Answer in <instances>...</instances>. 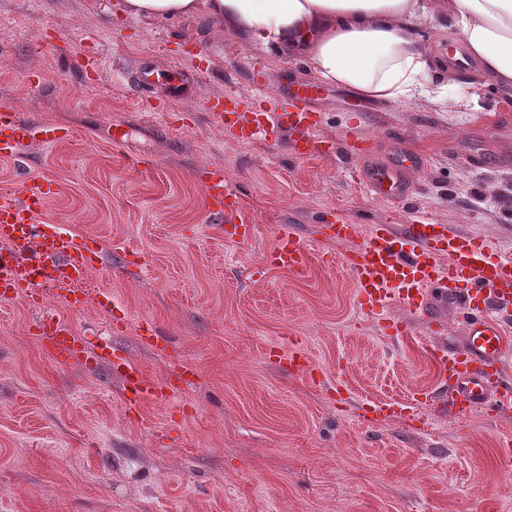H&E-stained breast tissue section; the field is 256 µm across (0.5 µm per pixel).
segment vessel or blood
Listing matches in <instances>:
<instances>
[{"instance_id": "vessel-or-blood-1", "label": "vessel or blood", "mask_w": 512, "mask_h": 512, "mask_svg": "<svg viewBox=\"0 0 512 512\" xmlns=\"http://www.w3.org/2000/svg\"><path fill=\"white\" fill-rule=\"evenodd\" d=\"M315 88L298 87L292 94L293 109L282 114L264 109L263 118L250 130L240 131L245 141L260 139L266 127L277 126L290 134V152L309 156L323 141L319 121L311 104ZM71 136L61 125L37 124L11 102L0 103V157H17L21 146L59 143ZM341 149L360 163V176L370 195L391 201L408 200L414 183L413 171L424 167L423 157L399 154L390 160H373L372 142L353 137ZM209 214L223 225L230 240H246L253 225L239 222L241 199L224 176L223 169L207 173L204 181ZM52 182L41 180L25 187L21 198L0 201V300H24L29 307H42L46 286L55 283L62 303L69 308L85 306L91 298L82 287L94 268L98 249L77 243L64 226L43 219ZM324 236L342 246L341 263L357 288V304L366 312L381 315L393 305L407 312L392 323L395 335L410 333L411 322L424 323L433 336L425 349L436 364L440 382L422 396L404 403L371 402L361 407V418L371 424L386 423L416 414L418 403L437 404L448 400V413L457 417L484 410L495 414L512 412V373L503 359L512 353V253L496 251L487 239L462 233L447 224L416 217L410 224L387 222L359 225L346 221L327 225ZM276 265L293 272L303 271L308 254L296 234L280 233L272 251ZM448 287V301L458 309L470 338L463 350H451L438 338L446 326L432 295L440 285ZM33 334L59 364L94 366L111 362L112 346H88L66 320L48 314L34 325ZM125 381L138 399L171 398L176 382L149 378L135 365H127Z\"/></svg>"}]
</instances>
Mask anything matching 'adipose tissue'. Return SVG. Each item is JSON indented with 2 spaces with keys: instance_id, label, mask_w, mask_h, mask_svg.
Returning <instances> with one entry per match:
<instances>
[{
  "instance_id": "ef3b65f1",
  "label": "adipose tissue",
  "mask_w": 512,
  "mask_h": 512,
  "mask_svg": "<svg viewBox=\"0 0 512 512\" xmlns=\"http://www.w3.org/2000/svg\"><path fill=\"white\" fill-rule=\"evenodd\" d=\"M117 10L146 20L206 16L216 31L287 48L324 81L383 104L478 112L480 88L512 94V0H119ZM424 19L447 21L474 64L473 92L450 95Z\"/></svg>"
}]
</instances>
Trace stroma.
I'll use <instances>...</instances> for the list:
<instances>
[{
    "label": "stroma",
    "mask_w": 512,
    "mask_h": 512,
    "mask_svg": "<svg viewBox=\"0 0 512 512\" xmlns=\"http://www.w3.org/2000/svg\"><path fill=\"white\" fill-rule=\"evenodd\" d=\"M117 2L0 0V100L72 131L23 146V165L0 157V198L50 180L46 219L103 246L91 276L111 311L51 295L47 309L151 379L181 361L198 374L173 401L128 404L121 374L55 364L32 336L38 311L0 302V512H512V416L357 419L362 403L410 398L439 375L422 329L390 336L399 306L361 312L340 247L315 233L423 214L512 249V95L486 88L483 111L430 112L320 83L321 135L426 158L409 209L370 197L343 156L292 157L279 128L254 142L224 132L218 97L235 95L246 122L262 99L317 81L287 50L216 35L205 17H123ZM144 64L198 83L157 109L115 73ZM216 167L241 196L249 240L210 222L202 182ZM281 231L307 245L303 273L273 262Z\"/></svg>",
    "instance_id": "1"
}]
</instances>
